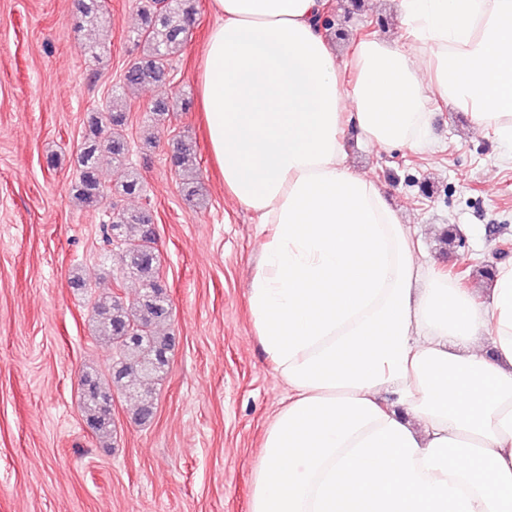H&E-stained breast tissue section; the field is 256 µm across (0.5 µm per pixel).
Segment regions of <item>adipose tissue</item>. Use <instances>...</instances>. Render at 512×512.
Listing matches in <instances>:
<instances>
[{"label":"adipose tissue","instance_id":"obj_1","mask_svg":"<svg viewBox=\"0 0 512 512\" xmlns=\"http://www.w3.org/2000/svg\"><path fill=\"white\" fill-rule=\"evenodd\" d=\"M212 8L206 131L225 192L271 228L248 304L288 386L249 512H512V265L481 302L425 262L345 137L425 149L440 100L512 145V0H400L404 43L342 64L328 0Z\"/></svg>","mask_w":512,"mask_h":512}]
</instances>
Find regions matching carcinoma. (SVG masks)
<instances>
[{
    "label": "carcinoma",
    "instance_id": "1",
    "mask_svg": "<svg viewBox=\"0 0 512 512\" xmlns=\"http://www.w3.org/2000/svg\"><path fill=\"white\" fill-rule=\"evenodd\" d=\"M195 0H138L139 26L130 34L140 55L126 69L120 83L111 89L102 113L90 118L78 155V177L74 198L84 208L102 210L108 217L103 225L107 241L119 251L120 278L133 279L140 291L131 301L117 295L98 297L93 304L95 333L115 348L117 356L109 369L112 386L97 373L84 372L79 381L86 423L92 432L105 438L112 435V415L103 404L119 392L134 400L135 422L145 424L154 415L155 385L165 374L175 346L170 332L171 305L160 274L161 259L149 209H116L111 193L140 196L141 175L129 159L125 138L128 116L122 98L127 91L162 83L172 62L188 40L195 20ZM80 16L75 32L107 21L103 0H78ZM110 158L117 179L114 189L102 185L99 168L102 158ZM172 167L182 178L185 196L196 195L197 158L183 144L171 155Z\"/></svg>",
    "mask_w": 512,
    "mask_h": 512
}]
</instances>
